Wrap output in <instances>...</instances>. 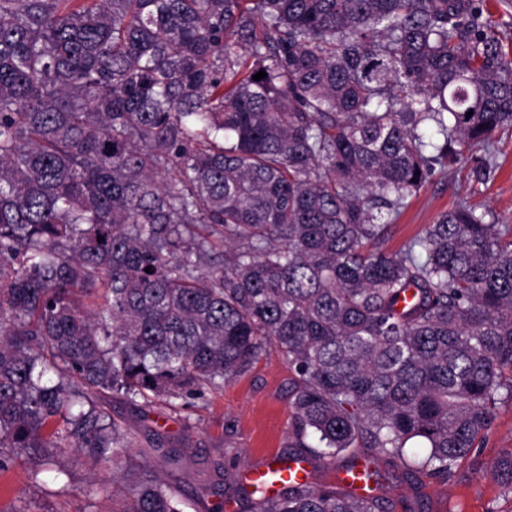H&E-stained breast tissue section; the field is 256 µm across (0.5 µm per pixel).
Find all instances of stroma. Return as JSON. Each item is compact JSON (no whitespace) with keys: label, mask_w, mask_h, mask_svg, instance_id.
<instances>
[{"label":"stroma","mask_w":512,"mask_h":512,"mask_svg":"<svg viewBox=\"0 0 512 512\" xmlns=\"http://www.w3.org/2000/svg\"><path fill=\"white\" fill-rule=\"evenodd\" d=\"M493 140L495 166H485L476 149L465 163L435 171L391 223L384 250L401 249L462 201L489 212L496 223L512 224V127L499 129ZM294 378L287 361L272 351L224 387L194 397L151 407L107 395L100 402L132 440V459L179 489L184 512H253L247 472L293 454L288 425ZM511 453L512 403L505 402L495 410L491 432L457 462L447 481L425 476L416 483L393 471L376 494L387 501L388 512H512V490L494 472ZM70 472L68 490L61 493L52 474H45L41 491L33 487L28 466L0 471V512H9L20 497L31 499L33 512H112L110 497L86 495L88 488L111 486V471L86 460Z\"/></svg>","instance_id":"obj_1"}]
</instances>
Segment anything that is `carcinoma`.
<instances>
[{"mask_svg":"<svg viewBox=\"0 0 512 512\" xmlns=\"http://www.w3.org/2000/svg\"><path fill=\"white\" fill-rule=\"evenodd\" d=\"M503 126L482 0H0V469H108L132 441L96 396L187 398L274 349L298 457L450 477L512 401V224L460 203L381 245ZM102 491L183 512L149 469ZM256 506L385 512L338 483Z\"/></svg>","mask_w":512,"mask_h":512,"instance_id":"cac0c4a2","label":"carcinoma"}]
</instances>
